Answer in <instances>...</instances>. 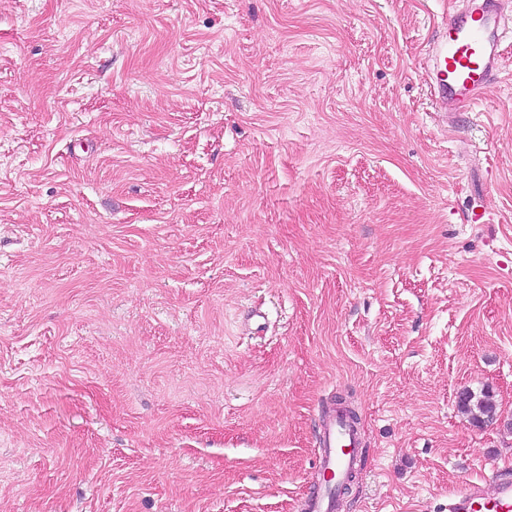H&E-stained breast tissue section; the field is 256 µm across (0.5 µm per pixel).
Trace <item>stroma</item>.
Returning <instances> with one entry per match:
<instances>
[{
  "label": "stroma",
  "mask_w": 512,
  "mask_h": 512,
  "mask_svg": "<svg viewBox=\"0 0 512 512\" xmlns=\"http://www.w3.org/2000/svg\"><path fill=\"white\" fill-rule=\"evenodd\" d=\"M460 3L0 0V512H299L339 397V512L512 467V40L443 127ZM457 406L470 420L480 425L496 420L497 405L489 392L475 393L471 389H464L458 395Z\"/></svg>",
  "instance_id": "35a3bbf8"
}]
</instances>
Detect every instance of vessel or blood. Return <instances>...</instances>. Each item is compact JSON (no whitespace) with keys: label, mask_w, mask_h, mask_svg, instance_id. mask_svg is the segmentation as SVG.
<instances>
[{"label":"vessel or blood","mask_w":512,"mask_h":512,"mask_svg":"<svg viewBox=\"0 0 512 512\" xmlns=\"http://www.w3.org/2000/svg\"><path fill=\"white\" fill-rule=\"evenodd\" d=\"M505 30L500 0H463L446 18L424 61L435 110L445 126H453L457 112L480 100L500 75ZM319 441L317 469L326 482L307 496L304 509L335 512L337 488L348 481L363 450L357 430L342 414L324 421ZM448 512H512V475H499L490 490L466 483L449 498Z\"/></svg>","instance_id":"1"}]
</instances>
